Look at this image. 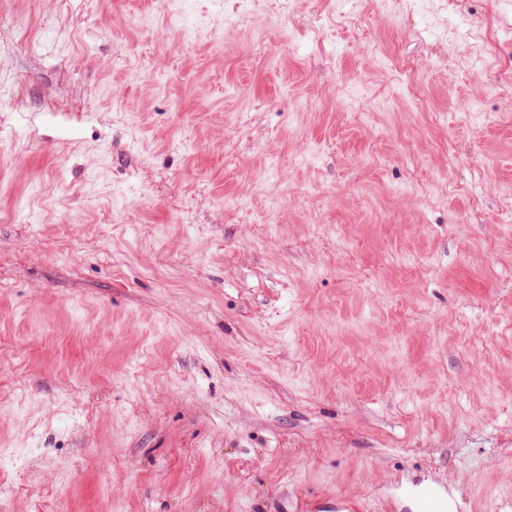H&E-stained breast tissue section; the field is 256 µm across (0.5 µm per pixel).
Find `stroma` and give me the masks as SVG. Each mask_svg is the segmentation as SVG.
I'll return each mask as SVG.
<instances>
[{
    "mask_svg": "<svg viewBox=\"0 0 512 512\" xmlns=\"http://www.w3.org/2000/svg\"><path fill=\"white\" fill-rule=\"evenodd\" d=\"M502 19L0 0V512H512ZM422 512H460L448 497V488L437 484L424 488L419 493ZM321 508H328L332 511H320ZM297 509L304 512H352L356 511L358 506L348 498L326 497L318 501L303 502Z\"/></svg>",
    "mask_w": 512,
    "mask_h": 512,
    "instance_id": "obj_1",
    "label": "stroma"
}]
</instances>
